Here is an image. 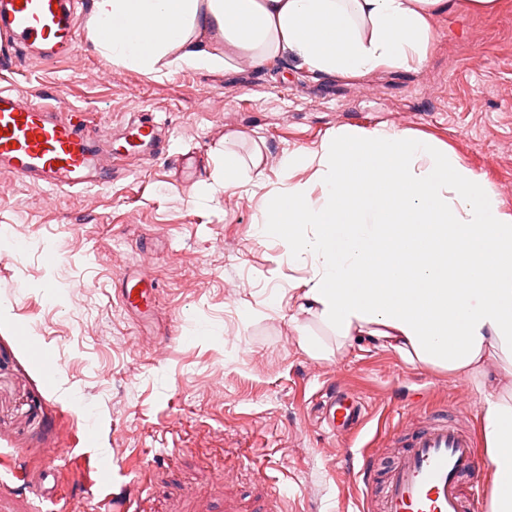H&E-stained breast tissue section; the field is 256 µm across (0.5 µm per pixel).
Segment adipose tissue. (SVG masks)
<instances>
[{"mask_svg": "<svg viewBox=\"0 0 512 512\" xmlns=\"http://www.w3.org/2000/svg\"><path fill=\"white\" fill-rule=\"evenodd\" d=\"M454 0H96L88 38L146 74L263 65L294 57L308 71L364 77L422 63L434 18ZM223 49H214V42ZM262 155L224 151V184L265 185ZM314 184L271 193L259 236L313 276L300 311L336 333L469 375L512 370V214L438 144L395 128L346 129L286 166ZM482 433L494 469L490 512H512V402L489 395Z\"/></svg>", "mask_w": 512, "mask_h": 512, "instance_id": "1", "label": "adipose tissue"}]
</instances>
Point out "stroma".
Masks as SVG:
<instances>
[{"label":"stroma","instance_id":"1","mask_svg":"<svg viewBox=\"0 0 512 512\" xmlns=\"http://www.w3.org/2000/svg\"><path fill=\"white\" fill-rule=\"evenodd\" d=\"M502 3L491 18L460 8L437 17L420 66L359 78L290 58L156 78L95 52L87 14L71 61L23 56L0 71V87L35 104L62 91L90 114V134L136 110L168 130L165 153L128 161L108 187L54 191L0 173V480L12 466L84 455L114 468L102 486L66 470L57 494L75 512L136 482L143 512H367L361 482L343 469L348 448L388 469L386 435L444 404L482 440L485 398L511 391V375L493 364L459 375L367 340L337 347L329 328L297 314L310 265L260 238L254 219L268 191L312 177L310 167L288 172L286 156L383 124L448 148L511 214L512 0ZM232 131L239 153L260 148L265 188L225 187ZM191 153L201 165L186 180L177 161ZM132 269L158 285L148 325L112 294ZM303 334L322 338L327 357L306 354ZM30 336L51 354L57 388ZM331 382L367 405L356 439L318 419Z\"/></svg>","mask_w":512,"mask_h":512}]
</instances>
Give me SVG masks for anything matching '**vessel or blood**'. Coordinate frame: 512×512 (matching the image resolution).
Returning a JSON list of instances; mask_svg holds the SVG:
<instances>
[{"instance_id": "vessel-or-blood-1", "label": "vessel or blood", "mask_w": 512, "mask_h": 512, "mask_svg": "<svg viewBox=\"0 0 512 512\" xmlns=\"http://www.w3.org/2000/svg\"><path fill=\"white\" fill-rule=\"evenodd\" d=\"M79 17L72 0H0V70L11 69L17 53L47 62L74 57ZM161 125L153 115L132 116L117 137L94 138L85 118L63 94L52 104L35 105L0 89V171L54 190L111 184L122 158L150 160L163 150ZM117 297L132 314L147 317L156 309V290L142 273L131 270L119 280ZM321 420L331 433L359 435L366 424L360 397L327 388ZM398 455L387 473L361 452L357 473L365 497L381 495L382 512H473L484 488L474 478L476 456L472 434L446 416H429L417 426L399 427L388 437ZM36 502L53 500L59 471L16 474Z\"/></svg>"}]
</instances>
